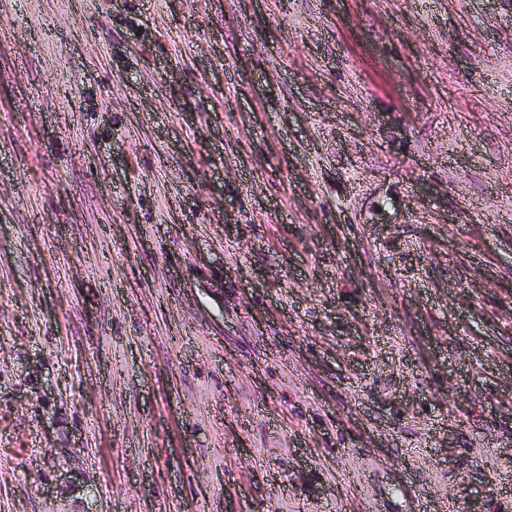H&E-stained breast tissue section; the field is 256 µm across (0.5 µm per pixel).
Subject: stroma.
I'll return each mask as SVG.
<instances>
[{
    "instance_id": "35a3bbf8",
    "label": "stroma",
    "mask_w": 512,
    "mask_h": 512,
    "mask_svg": "<svg viewBox=\"0 0 512 512\" xmlns=\"http://www.w3.org/2000/svg\"><path fill=\"white\" fill-rule=\"evenodd\" d=\"M512 0H0V512H512Z\"/></svg>"
}]
</instances>
